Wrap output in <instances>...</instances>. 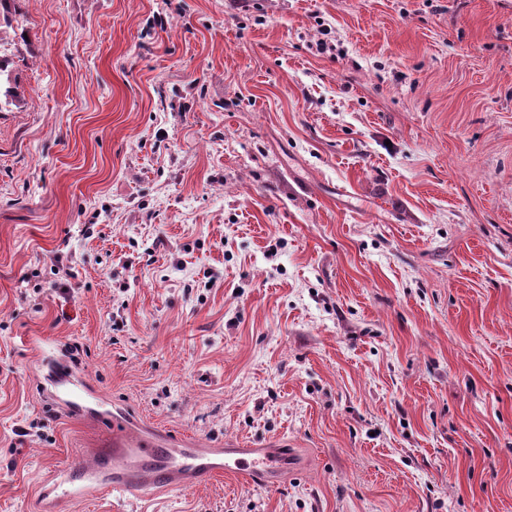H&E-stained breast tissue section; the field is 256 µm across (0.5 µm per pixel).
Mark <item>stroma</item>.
I'll return each mask as SVG.
<instances>
[{
	"label": "stroma",
	"mask_w": 512,
	"mask_h": 512,
	"mask_svg": "<svg viewBox=\"0 0 512 512\" xmlns=\"http://www.w3.org/2000/svg\"><path fill=\"white\" fill-rule=\"evenodd\" d=\"M0 56V512L97 438L58 354L302 463L68 512H512V0H16Z\"/></svg>",
	"instance_id": "obj_1"
}]
</instances>
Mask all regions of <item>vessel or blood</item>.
<instances>
[{
  "instance_id": "b4317fda",
  "label": "vessel or blood",
  "mask_w": 512,
  "mask_h": 512,
  "mask_svg": "<svg viewBox=\"0 0 512 512\" xmlns=\"http://www.w3.org/2000/svg\"><path fill=\"white\" fill-rule=\"evenodd\" d=\"M46 381L48 399L100 429L89 463L70 464L44 484L40 497L52 505L67 507L97 486L131 500L223 474L257 486L275 485L288 470V456L279 448H195L177 436L134 430L128 415L104 408L95 389L67 362L53 363Z\"/></svg>"
}]
</instances>
